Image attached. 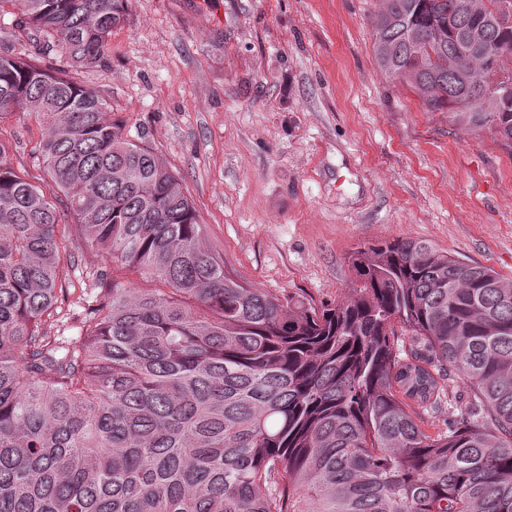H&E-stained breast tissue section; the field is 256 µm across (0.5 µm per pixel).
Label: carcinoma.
Here are the masks:
<instances>
[{"mask_svg":"<svg viewBox=\"0 0 512 512\" xmlns=\"http://www.w3.org/2000/svg\"><path fill=\"white\" fill-rule=\"evenodd\" d=\"M466 2L382 0L374 56L512 152V93L485 109L468 81L492 50L512 74V21L504 0L480 20ZM126 4L0 11L42 54L90 65ZM17 112L42 120L47 180L21 177L0 141V512H512V281L395 238L350 253L345 299L279 297L204 248L180 178L97 90L1 49L0 118ZM62 208L111 263L75 340L47 331L67 292Z\"/></svg>","mask_w":512,"mask_h":512,"instance_id":"1","label":"carcinoma"}]
</instances>
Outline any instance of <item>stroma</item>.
Wrapping results in <instances>:
<instances>
[{
    "instance_id": "35a3bbf8",
    "label": "stroma",
    "mask_w": 512,
    "mask_h": 512,
    "mask_svg": "<svg viewBox=\"0 0 512 512\" xmlns=\"http://www.w3.org/2000/svg\"><path fill=\"white\" fill-rule=\"evenodd\" d=\"M379 0H128L98 65L73 70L181 178L204 246L256 288L343 299L355 248L428 241L512 280V154L429 112L376 64ZM35 116L0 119L32 182ZM62 222L72 265L52 334L75 338L107 263Z\"/></svg>"
}]
</instances>
